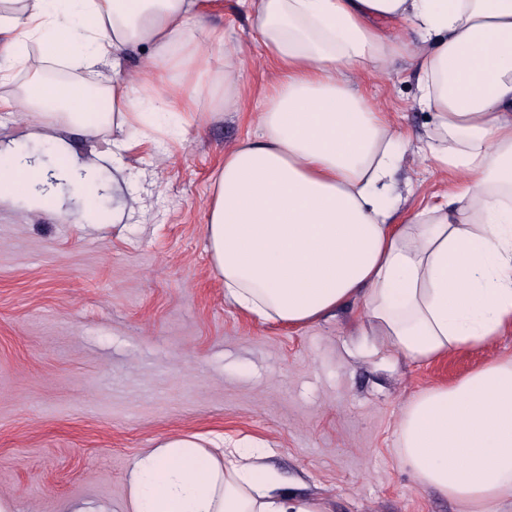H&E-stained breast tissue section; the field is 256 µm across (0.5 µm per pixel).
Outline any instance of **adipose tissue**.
I'll return each mask as SVG.
<instances>
[{
	"label": "adipose tissue",
	"mask_w": 512,
	"mask_h": 512,
	"mask_svg": "<svg viewBox=\"0 0 512 512\" xmlns=\"http://www.w3.org/2000/svg\"><path fill=\"white\" fill-rule=\"evenodd\" d=\"M281 71L259 140L226 152L207 208L209 249L225 301L265 321L320 322L362 298L369 335L415 361L476 348L512 324V0H249ZM205 0H0V83L29 80L0 104L32 115L54 170L19 145L0 148V201L57 184L100 214L99 164L79 161L57 120L96 132L144 113L202 122L238 105L240 50L205 20ZM414 33L390 40L383 25ZM152 46L140 71L104 99L72 79ZM413 53L418 108L433 112L423 157L456 190L393 220L402 133L351 88L352 73ZM418 479L464 512L512 499V357L425 391L399 425ZM266 449L208 451L199 435L162 440L128 479L130 512H326L284 489Z\"/></svg>",
	"instance_id": "obj_1"
}]
</instances>
